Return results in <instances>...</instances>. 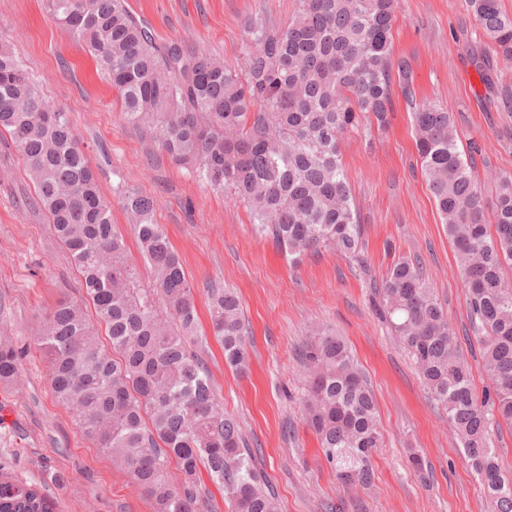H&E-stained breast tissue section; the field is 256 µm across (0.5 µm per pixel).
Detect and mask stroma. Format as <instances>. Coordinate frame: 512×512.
<instances>
[{
    "instance_id": "1",
    "label": "stroma",
    "mask_w": 512,
    "mask_h": 512,
    "mask_svg": "<svg viewBox=\"0 0 512 512\" xmlns=\"http://www.w3.org/2000/svg\"><path fill=\"white\" fill-rule=\"evenodd\" d=\"M159 41L223 59L241 70L249 19L285 27L299 0H125ZM393 52L412 66L416 97L447 109L463 152L478 170L512 175V112L499 111L512 69L492 63L479 77L484 39L465 0H396ZM0 42L10 45L38 91L68 112L102 190L116 186L153 198L208 326V290L236 289L249 325L246 373L233 372L215 338L202 344L218 401L236 416L273 486L279 512H487L483 485L464 457L448 415L419 378L370 286L399 258H420L472 367L476 396L492 385L481 367L458 260L415 148L411 110L393 96L386 130H361L340 144L362 226L365 264L327 248L290 263L257 235L246 207L170 159L153 128L129 123L115 90L85 45L50 15L46 0H0ZM33 186L16 150L0 142V331L32 346L37 324L57 301L78 299L77 274L44 211L30 208ZM350 346L374 390L383 446L372 486L345 487L302 420L306 369L298 351L316 327ZM419 455L427 465L416 471ZM15 478L43 486L56 512H152L126 473L87 440L51 393L47 371L28 354L17 384L0 385V462ZM63 473V482L54 474Z\"/></svg>"
}]
</instances>
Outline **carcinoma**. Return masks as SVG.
I'll use <instances>...</instances> for the list:
<instances>
[{
	"mask_svg": "<svg viewBox=\"0 0 512 512\" xmlns=\"http://www.w3.org/2000/svg\"><path fill=\"white\" fill-rule=\"evenodd\" d=\"M52 14L94 54L121 94L126 120L155 125L165 151L249 211L255 231L297 262L327 247L359 262L362 227L339 144L350 130L384 127L394 87L412 109L422 170L469 293L483 367L494 381L478 401L471 368L417 261L399 259L374 285L399 341L435 400L448 412L467 460L481 476L489 512H512V478L501 473L493 421L512 425V175L489 170L486 199L476 162L458 148L448 111L417 102L408 61L395 57V0H300L279 28L248 21L244 71L160 43L124 0H49ZM496 58L512 61V15L501 0H467ZM6 132L92 304L61 300L39 322L35 344L55 400L83 435L126 470L153 501V512H212L224 488L230 512H278L275 494L253 463L242 427L215 399L208 368L190 348L198 313L180 258L153 200L121 192L140 255L155 287L140 285L112 205L101 192L68 113L35 89L13 50L0 44V134ZM214 336L225 362L247 367L248 327L231 288L209 292ZM309 370L304 414L323 457L344 485L368 486L381 447L376 402L343 340L315 331L303 352ZM24 351L0 334V384L15 383ZM184 477L167 479L170 462ZM0 512H54L35 485L13 479L0 489Z\"/></svg>",
	"mask_w": 512,
	"mask_h": 512,
	"instance_id": "1",
	"label": "carcinoma"
}]
</instances>
